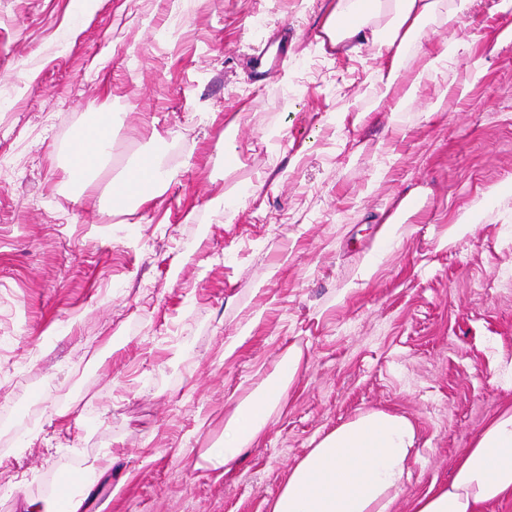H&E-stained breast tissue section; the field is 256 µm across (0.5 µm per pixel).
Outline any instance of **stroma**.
Returning a JSON list of instances; mask_svg holds the SVG:
<instances>
[{"label":"stroma","mask_w":512,"mask_h":512,"mask_svg":"<svg viewBox=\"0 0 512 512\" xmlns=\"http://www.w3.org/2000/svg\"><path fill=\"white\" fill-rule=\"evenodd\" d=\"M498 2L439 0L403 104L374 50L318 47L331 0H0V512L92 466L84 512H270L314 440L372 409L418 432L392 512L448 482L512 402ZM104 116L86 187L70 146ZM145 155L156 198L114 197ZM294 345L262 442L219 475L204 453Z\"/></svg>","instance_id":"stroma-1"}]
</instances>
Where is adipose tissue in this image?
I'll list each match as a JSON object with an SVG mask.
<instances>
[{
	"label": "adipose tissue",
	"instance_id": "ef3b65f1",
	"mask_svg": "<svg viewBox=\"0 0 512 512\" xmlns=\"http://www.w3.org/2000/svg\"><path fill=\"white\" fill-rule=\"evenodd\" d=\"M436 0H395L384 27L371 25L372 0H333L317 39L322 50L350 55L376 47L388 58L381 83L399 81L401 59L420 40ZM110 126L101 122L74 142L73 170L86 174L108 153ZM304 353L290 347L261 386L243 398L224 425V445L210 449L213 467L232 470L247 447L259 443L269 415L297 378ZM417 431L403 416L370 410L337 426L289 470L271 512H391L409 480ZM512 498V407L494 415L459 457L447 484L415 499L412 512H488Z\"/></svg>",
	"mask_w": 512,
	"mask_h": 512
}]
</instances>
